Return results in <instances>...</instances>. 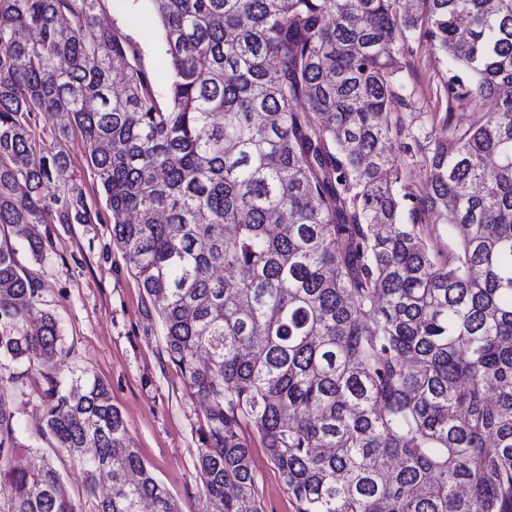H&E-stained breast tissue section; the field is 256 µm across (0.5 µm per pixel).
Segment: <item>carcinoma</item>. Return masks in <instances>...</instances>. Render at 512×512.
Returning a JSON list of instances; mask_svg holds the SVG:
<instances>
[{
	"label": "carcinoma",
	"instance_id": "cac0c4a2",
	"mask_svg": "<svg viewBox=\"0 0 512 512\" xmlns=\"http://www.w3.org/2000/svg\"><path fill=\"white\" fill-rule=\"evenodd\" d=\"M105 2L0 0V224L40 261L38 225L112 222L207 406L217 512H258L243 421L297 512H512V0H148L163 94ZM416 29L454 62L448 105L494 102L430 142L423 201L389 149ZM77 135L107 216L65 191ZM424 204L457 237L444 261ZM39 292L0 247V368H39V440L81 464L92 512H178L108 388L56 372ZM20 447L0 398V512H82Z\"/></svg>",
	"mask_w": 512,
	"mask_h": 512
}]
</instances>
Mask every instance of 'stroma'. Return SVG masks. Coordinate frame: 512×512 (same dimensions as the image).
<instances>
[{
  "label": "stroma",
  "mask_w": 512,
  "mask_h": 512,
  "mask_svg": "<svg viewBox=\"0 0 512 512\" xmlns=\"http://www.w3.org/2000/svg\"><path fill=\"white\" fill-rule=\"evenodd\" d=\"M102 18L138 44L145 70L156 89L164 90L169 73L162 31L147 0H109ZM451 67L450 59L419 32H406L405 66L397 81L405 103L391 114L399 131L393 152L406 187L420 197L428 191V142L452 129L464 132L476 118L472 105H447L440 91ZM68 155L78 191L91 209H104L81 139L71 140ZM39 231L52 244L48 258L34 261L22 249L18 260L38 283L40 308L53 313L61 326L65 352L59 374L82 371L102 382L124 415L133 446L180 512H208L197 468L207 428L205 407L169 362L161 325L144 311L143 290L112 241L111 224H43ZM27 368L24 362L10 365L19 380L1 395L17 411L22 442L17 458L39 466L46 456L36 437L43 407L36 377ZM238 434L249 446L258 512H297L254 428L242 423Z\"/></svg>",
  "instance_id": "35a3bbf8"
}]
</instances>
